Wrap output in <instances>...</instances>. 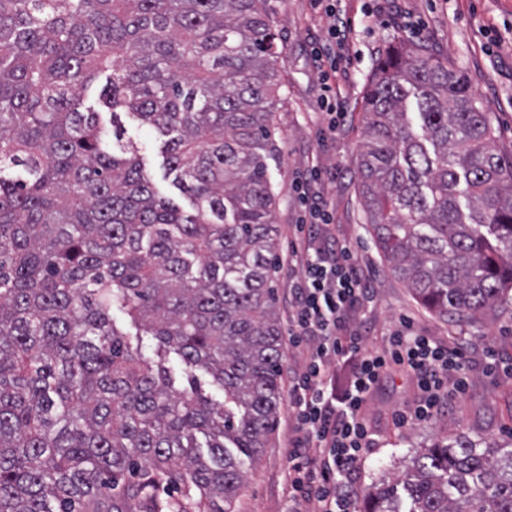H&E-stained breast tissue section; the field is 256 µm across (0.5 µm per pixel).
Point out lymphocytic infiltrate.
I'll return each instance as SVG.
<instances>
[{
    "label": "lymphocytic infiltrate",
    "instance_id": "obj_1",
    "mask_svg": "<svg viewBox=\"0 0 512 512\" xmlns=\"http://www.w3.org/2000/svg\"><path fill=\"white\" fill-rule=\"evenodd\" d=\"M329 42L314 53L324 83L322 107L329 122L345 113L331 84L346 69L350 23L328 5ZM298 185L301 215L293 226L288 271L290 344L303 367L292 377L288 404L293 420L283 485L287 512H355L358 472L376 441L364 420L369 400L385 376L402 371L416 381L419 397L411 418L426 420L464 393L475 356L491 360L489 345L448 347L416 330L413 322L389 330L384 348L369 350L353 321L374 298V288L352 245L322 234L333 222L321 170Z\"/></svg>",
    "mask_w": 512,
    "mask_h": 512
}]
</instances>
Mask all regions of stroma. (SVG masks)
I'll use <instances>...</instances> for the list:
<instances>
[{
	"mask_svg": "<svg viewBox=\"0 0 512 512\" xmlns=\"http://www.w3.org/2000/svg\"><path fill=\"white\" fill-rule=\"evenodd\" d=\"M342 7L352 21L350 63L347 77L336 80V93L348 116L344 126L328 134L321 107L322 81L312 53L325 43L329 19L312 0H266L284 44L280 71L285 104L274 116L279 156L270 170L276 196L278 254L287 255L291 226L300 210L296 179L312 167L323 168L336 177L328 195L334 216L330 231L353 243L358 262L375 288V300L359 324L367 348H383L387 329L407 318L437 339L487 344L499 357L511 360L512 302L498 310L491 322L446 320L423 308L388 272L365 222L356 162L364 140L362 96L366 84L377 58L399 42L424 44L465 72L478 107L495 129L496 152L512 156V0H344ZM122 123L126 139L140 149L151 180L158 188L169 190L151 133L133 118L123 117ZM112 317L132 348L152 361H163L177 385H185L183 366L174 353L161 351L154 336L137 329L120 311H113ZM472 376L468 392L456 399L452 411L405 426L399 425L396 414L415 402V382L401 372L384 378L367 409L366 419L378 435L379 446L365 460L357 482L359 493L398 475L413 451L429 447L435 440L463 434L474 440L512 441V379L483 364L474 366ZM287 448L288 412L283 409L267 447L244 465L246 477L235 512H282Z\"/></svg>",
	"mask_w": 512,
	"mask_h": 512,
	"instance_id": "1",
	"label": "stroma"
}]
</instances>
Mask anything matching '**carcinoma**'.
Segmentation results:
<instances>
[{
	"mask_svg": "<svg viewBox=\"0 0 512 512\" xmlns=\"http://www.w3.org/2000/svg\"><path fill=\"white\" fill-rule=\"evenodd\" d=\"M264 2L0 0V512H233L275 432L283 44ZM362 109L359 194L389 271L444 319L501 307L512 160L469 79L392 47ZM123 114L191 208L156 189ZM356 512H512V443L435 442ZM112 318L115 320L117 326L128 335L126 338L133 349L138 348V351L144 357L152 361L163 360L165 365L171 368L176 379V385H180L181 387L187 386L181 361L173 352L161 351L159 349V343L154 336L144 333L141 329H137L118 309L113 311Z\"/></svg>",
	"mask_w": 512,
	"mask_h": 512,
	"instance_id": "carcinoma-1",
	"label": "carcinoma"
}]
</instances>
